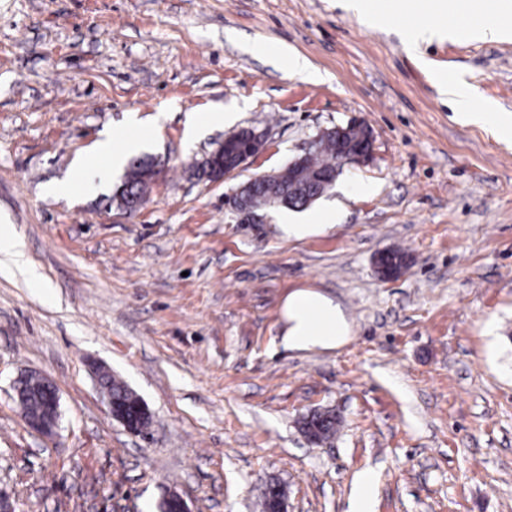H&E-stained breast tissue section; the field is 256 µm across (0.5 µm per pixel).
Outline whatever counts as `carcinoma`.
Instances as JSON below:
<instances>
[{
  "label": "carcinoma",
  "mask_w": 512,
  "mask_h": 512,
  "mask_svg": "<svg viewBox=\"0 0 512 512\" xmlns=\"http://www.w3.org/2000/svg\"><path fill=\"white\" fill-rule=\"evenodd\" d=\"M340 149L336 133L322 135L315 143L307 158L305 167L299 169L291 164L278 171L276 176L258 179L252 184L249 202L255 211H268L279 207L303 208L309 205L308 197L324 194L332 188L319 181V177H330L339 167ZM153 177V163L146 158L133 161L124 179V189L112 196L117 207H132L145 203L149 185ZM25 392L29 394L23 402L24 414H35L40 410L37 393L41 379L25 376L20 380ZM105 387L112 393V401L120 408L136 410L139 396L121 379L108 375ZM309 428L317 441L329 439L336 433V418L331 415H317L309 420Z\"/></svg>",
  "instance_id": "cac0c4a2"
}]
</instances>
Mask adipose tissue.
I'll return each mask as SVG.
<instances>
[{"label": "adipose tissue", "instance_id": "adipose-tissue-1", "mask_svg": "<svg viewBox=\"0 0 512 512\" xmlns=\"http://www.w3.org/2000/svg\"><path fill=\"white\" fill-rule=\"evenodd\" d=\"M441 94L447 97L456 116L464 123L492 126L501 138H512V122L492 112L472 108V87L455 77L437 80ZM144 136H128L123 144H116L114 137L105 136L96 145L92 156L83 160L70 181L54 188L57 195L66 197L81 187L88 171L101 170L103 163L120 167L127 153L140 149ZM0 263L24 275L33 284H41L42 276L26 255L25 243L13 225H0ZM284 323L280 343L291 351H317L333 349L345 343L350 325L340 305L322 292L298 289L289 293L281 307Z\"/></svg>", "mask_w": 512, "mask_h": 512}]
</instances>
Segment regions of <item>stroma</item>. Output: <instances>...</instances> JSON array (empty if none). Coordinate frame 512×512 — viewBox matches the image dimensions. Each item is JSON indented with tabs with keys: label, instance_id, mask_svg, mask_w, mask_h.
Listing matches in <instances>:
<instances>
[{
	"label": "stroma",
	"instance_id": "35a3bbf8",
	"mask_svg": "<svg viewBox=\"0 0 512 512\" xmlns=\"http://www.w3.org/2000/svg\"><path fill=\"white\" fill-rule=\"evenodd\" d=\"M498 10L474 0L450 20L420 0L373 28L337 0H0V223L44 279L0 273V489L19 512H160L170 489L191 512H259L273 482L288 512H350L367 471L374 512H512V140L456 120L436 83L455 75L475 109L512 119V38L406 42L408 24ZM223 110L233 123L188 139V115ZM132 116L158 163L137 214L110 207L109 172L48 192ZM347 124L374 151L324 196L340 224L294 239L278 211L239 222L235 186ZM264 127L248 170L197 176L226 134ZM397 248L409 265L380 279ZM299 288L341 305L346 344L280 347ZM99 366L142 398L148 437L112 418ZM30 371L59 392L49 436L14 390ZM315 410L340 420L328 442L301 430ZM262 51L277 60H281L288 72L293 75L300 76L309 82H316L320 78V75L310 67L306 59L288 51L284 46L272 44L264 46Z\"/></svg>",
	"mask_w": 512,
	"mask_h": 512
}]
</instances>
